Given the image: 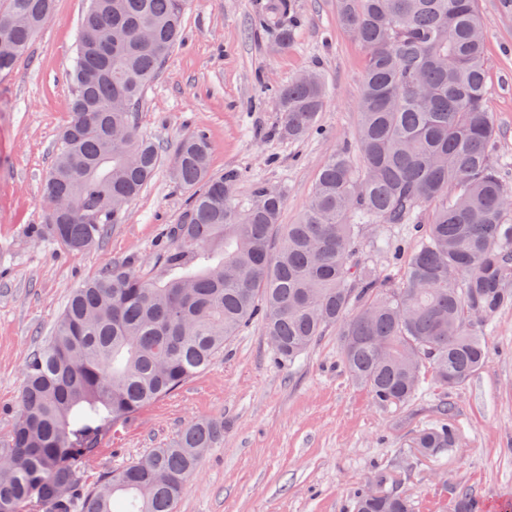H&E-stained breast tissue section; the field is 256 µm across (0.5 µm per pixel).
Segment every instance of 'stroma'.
Returning a JSON list of instances; mask_svg holds the SVG:
<instances>
[{
	"label": "stroma",
	"mask_w": 512,
	"mask_h": 512,
	"mask_svg": "<svg viewBox=\"0 0 512 512\" xmlns=\"http://www.w3.org/2000/svg\"><path fill=\"white\" fill-rule=\"evenodd\" d=\"M288 3L292 40L284 49L263 23L270 0H188L182 39L137 114L164 161L125 222L79 253L34 230L42 180L70 116L68 74L85 0H56L27 53L0 74V448L19 413L27 362L70 292L130 260L152 276L166 227L187 208L189 192L171 182L167 163L182 135L208 134L212 171L238 174L235 204L260 186L282 192L285 224L298 221L328 155L353 146L365 52L339 26L334 0ZM478 9L496 128L490 155L512 193V8L478 0ZM309 71L321 73L327 91L317 128L299 141L281 138L277 89ZM387 236L391 249L382 252L365 232L357 258L395 287L416 236L408 224ZM486 345L485 366L466 383L446 389L428 379L412 401L382 405L346 373L337 327L288 364L252 321L208 368L106 434L81 469L80 489L164 447L187 422L214 419L224 436L175 512H350L357 491L381 472L415 512H449L459 491L499 512L512 497V305L496 314ZM441 422L458 428L459 448L437 459L419 455L411 437Z\"/></svg>",
	"instance_id": "obj_1"
}]
</instances>
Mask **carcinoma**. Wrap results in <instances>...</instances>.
Segmentation results:
<instances>
[{
	"label": "carcinoma",
	"instance_id": "cac0c4a2",
	"mask_svg": "<svg viewBox=\"0 0 512 512\" xmlns=\"http://www.w3.org/2000/svg\"><path fill=\"white\" fill-rule=\"evenodd\" d=\"M186 0H87L71 71V117L43 183L39 235L84 251L125 221L153 179L160 146L136 112L181 36ZM53 0H9L0 12V73L10 71L45 23ZM288 4L273 6L286 47ZM336 19L365 52L353 149L320 167L295 224L280 223V192L258 187L232 205L238 175L215 174L210 143L194 132L176 145L170 173L193 190L167 231L159 275L129 264L76 289L51 336L30 358L20 414L0 448V512H174L224 423L191 421L164 448L79 495L80 468L122 420L206 369L224 344L260 319L274 354L294 361L339 327L353 380L381 404H405L422 370L443 387L487 361L483 336L512 303V195L489 157L486 21L477 0H336ZM325 104L321 77L278 93V132H312ZM413 224L417 242L400 286L389 288L352 257L361 230ZM413 447L437 456L458 446L455 428L420 431ZM351 512H414L396 490H360ZM452 512H482L467 492Z\"/></svg>",
	"mask_w": 512,
	"mask_h": 512
}]
</instances>
